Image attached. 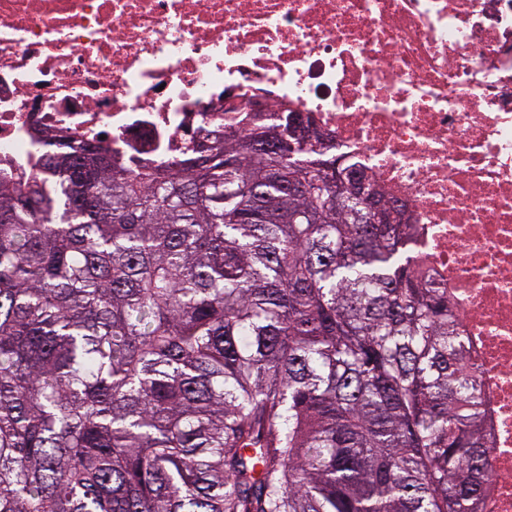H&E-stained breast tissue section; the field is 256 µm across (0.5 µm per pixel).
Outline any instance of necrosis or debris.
Masks as SVG:
<instances>
[{
  "mask_svg": "<svg viewBox=\"0 0 512 512\" xmlns=\"http://www.w3.org/2000/svg\"><path fill=\"white\" fill-rule=\"evenodd\" d=\"M228 95L405 205L472 341L484 512H512V0H0L1 169L48 139L171 163L223 137Z\"/></svg>",
  "mask_w": 512,
  "mask_h": 512,
  "instance_id": "necrosis-or-debris-1",
  "label": "necrosis or debris"
}]
</instances>
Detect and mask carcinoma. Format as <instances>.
Instances as JSON below:
<instances>
[{
	"label": "carcinoma",
	"mask_w": 512,
	"mask_h": 512,
	"mask_svg": "<svg viewBox=\"0 0 512 512\" xmlns=\"http://www.w3.org/2000/svg\"><path fill=\"white\" fill-rule=\"evenodd\" d=\"M240 122L0 178V512H482L480 378L403 212Z\"/></svg>",
	"instance_id": "obj_1"
}]
</instances>
